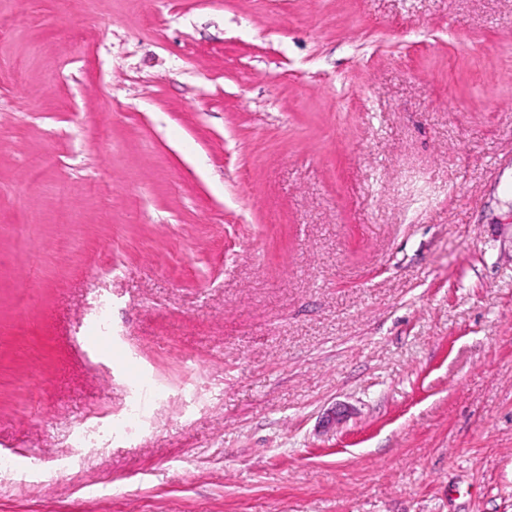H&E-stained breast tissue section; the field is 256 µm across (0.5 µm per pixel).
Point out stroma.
<instances>
[{"label": "stroma", "mask_w": 512, "mask_h": 512, "mask_svg": "<svg viewBox=\"0 0 512 512\" xmlns=\"http://www.w3.org/2000/svg\"><path fill=\"white\" fill-rule=\"evenodd\" d=\"M1 24L0 512H512V0Z\"/></svg>", "instance_id": "1"}]
</instances>
